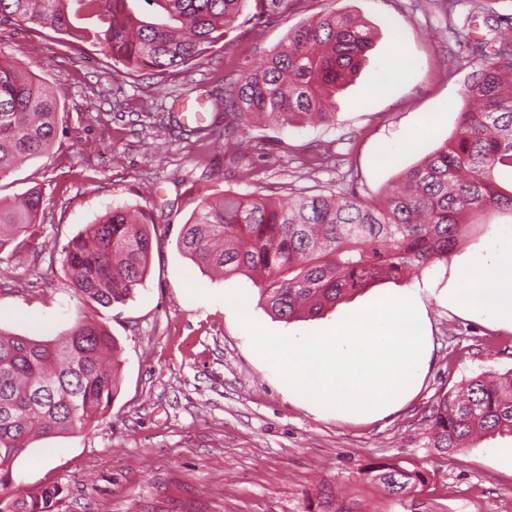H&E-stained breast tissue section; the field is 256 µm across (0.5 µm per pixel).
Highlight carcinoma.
Returning a JSON list of instances; mask_svg holds the SVG:
<instances>
[{
  "mask_svg": "<svg viewBox=\"0 0 512 512\" xmlns=\"http://www.w3.org/2000/svg\"><path fill=\"white\" fill-rule=\"evenodd\" d=\"M150 7L141 12L136 4ZM249 0H0V23L109 50L126 71L163 74L200 60L233 29ZM97 19L74 24L73 5ZM451 33L474 59L450 141L402 174L381 199L347 191L291 193L285 201L226 192L205 197L184 224L178 248L200 270L252 273L260 302L285 322L317 317L359 290L418 274L448 258L476 230L470 216L512 214V17L493 36ZM372 31L332 7L291 29L261 62L239 66L224 99V132L234 139L258 119L282 126L336 124V94L358 73ZM60 96L12 62L0 63V179L58 137ZM42 191L0 200V256L17 258L35 239ZM156 225L114 208L85 225L61 250L69 286L89 305H124L144 285ZM117 344L102 321L76 318L55 340L0 332V512H50L60 490L13 489V466L37 440L87 428L110 407L119 380ZM432 447L449 457L484 437L512 436V370L484 373L439 395L426 416ZM365 479L401 500L427 482L424 470L371 466Z\"/></svg>",
  "mask_w": 512,
  "mask_h": 512,
  "instance_id": "obj_1",
  "label": "carcinoma"
}]
</instances>
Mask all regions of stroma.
I'll use <instances>...</instances> for the list:
<instances>
[{
    "label": "stroma",
    "mask_w": 512,
    "mask_h": 512,
    "mask_svg": "<svg viewBox=\"0 0 512 512\" xmlns=\"http://www.w3.org/2000/svg\"><path fill=\"white\" fill-rule=\"evenodd\" d=\"M328 7L360 19L374 38L358 74L336 96L335 125L257 124L249 142L234 147L204 137L198 123L224 122L209 102L223 96L228 70L259 62L289 29ZM468 12L464 4L449 15L431 0H284L267 20L250 4L226 45L213 48L188 79L121 73L100 46L0 24V59L43 79L64 104L50 154L0 179V199L39 186L40 239L51 246H63L115 207L144 212L157 226L144 288L102 313L120 346L111 407L92 427L33 443L15 463V486H58L53 512H512V467L491 453L512 438L478 441L446 463L424 436L439 394L484 372L512 370V328L447 301L455 269L491 259L512 236V217H492L489 228L421 275L289 323L259 304L250 278L204 273L177 248L203 197L229 190L279 198L292 188L350 186L369 198L440 147L456 129L472 71L448 26L463 24ZM398 36L409 64L389 75L384 63ZM434 115L438 123L424 131ZM317 147L327 149V162L302 166ZM246 167L253 177H243ZM190 280L204 297L190 296ZM405 288L418 291L430 360L402 406L368 421L326 417L289 396L257 363L224 299L242 290L263 327L302 335ZM86 309L60 259L30 252L0 259V331L52 339ZM44 454L47 464L32 466ZM392 462L428 474L426 485L400 503L361 474Z\"/></svg>",
    "instance_id": "35a3bbf8"
}]
</instances>
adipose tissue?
<instances>
[{
  "label": "adipose tissue",
  "instance_id": "1",
  "mask_svg": "<svg viewBox=\"0 0 512 512\" xmlns=\"http://www.w3.org/2000/svg\"><path fill=\"white\" fill-rule=\"evenodd\" d=\"M448 304L512 326V238L500 248L493 263L459 268L457 285L448 291Z\"/></svg>",
  "mask_w": 512,
  "mask_h": 512
}]
</instances>
